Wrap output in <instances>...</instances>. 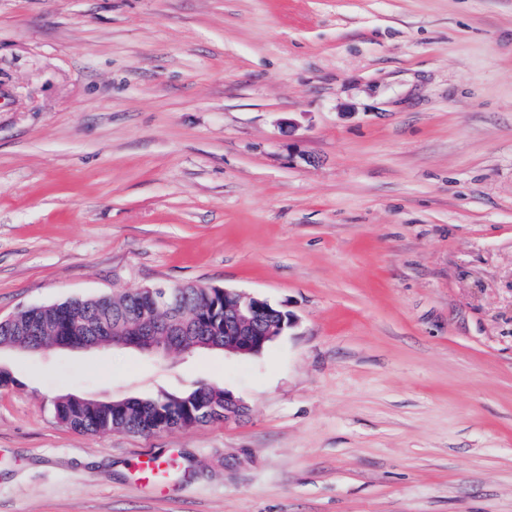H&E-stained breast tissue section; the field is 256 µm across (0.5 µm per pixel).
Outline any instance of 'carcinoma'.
Instances as JSON below:
<instances>
[{"instance_id":"obj_1","label":"carcinoma","mask_w":512,"mask_h":512,"mask_svg":"<svg viewBox=\"0 0 512 512\" xmlns=\"http://www.w3.org/2000/svg\"><path fill=\"white\" fill-rule=\"evenodd\" d=\"M212 288L198 283H186L166 287V295L192 299L211 295ZM139 298L138 289L131 288L119 296L110 294L87 297L73 306H39L23 312L18 326H0V345L29 344L47 347L55 344L62 329L71 317L83 315L97 319L112 316V306L126 309L135 305ZM216 397L224 399V389L209 383L198 382L192 388L179 393H162L157 396L133 398L128 408L139 404L155 415L160 426L177 418L185 427L198 424L197 406L201 401ZM126 408V409H128ZM126 409L112 405L110 400L87 399L77 394H65L52 401V413L57 423L83 434H100L112 431V422L126 413Z\"/></svg>"}]
</instances>
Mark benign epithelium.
Masks as SVG:
<instances>
[{"label":"benign epithelium","mask_w":512,"mask_h":512,"mask_svg":"<svg viewBox=\"0 0 512 512\" xmlns=\"http://www.w3.org/2000/svg\"><path fill=\"white\" fill-rule=\"evenodd\" d=\"M224 301V350L227 354L252 356L265 344L294 325L293 315L271 305L266 299L230 288H215ZM141 308L135 314L112 312V321L125 328L112 336L115 346L132 347L147 353L185 351L183 338H195L197 345L214 347L207 341L213 316L206 308L182 299L167 300L161 288L139 289Z\"/></svg>","instance_id":"obj_1"}]
</instances>
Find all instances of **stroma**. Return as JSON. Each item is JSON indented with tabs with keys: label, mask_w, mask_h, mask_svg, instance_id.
<instances>
[{
	"label": "stroma",
	"mask_w": 512,
	"mask_h": 512,
	"mask_svg": "<svg viewBox=\"0 0 512 512\" xmlns=\"http://www.w3.org/2000/svg\"><path fill=\"white\" fill-rule=\"evenodd\" d=\"M186 282L297 323L0 348V512H512V0H0V318ZM199 380L245 413H51ZM112 401L123 400H94L69 393L52 401V413L57 423L78 433L126 432L124 428L112 427V422L126 413L125 408L112 406Z\"/></svg>",
	"instance_id": "1"
}]
</instances>
